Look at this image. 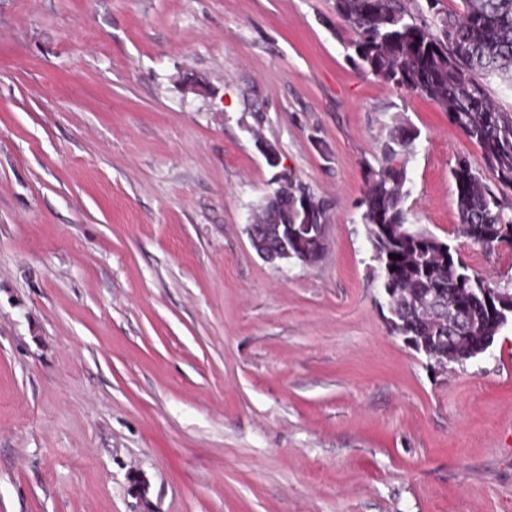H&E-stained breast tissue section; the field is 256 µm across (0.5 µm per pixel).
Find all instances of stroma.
<instances>
[{
    "mask_svg": "<svg viewBox=\"0 0 512 512\" xmlns=\"http://www.w3.org/2000/svg\"><path fill=\"white\" fill-rule=\"evenodd\" d=\"M334 3L0 0V512H512V322L432 371L358 206L415 128L411 224L512 289L459 230L481 150L361 73ZM280 170L315 264L250 244Z\"/></svg>",
    "mask_w": 512,
    "mask_h": 512,
    "instance_id": "35a3bbf8",
    "label": "stroma"
}]
</instances>
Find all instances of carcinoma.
<instances>
[{"label": "carcinoma", "mask_w": 512, "mask_h": 512, "mask_svg": "<svg viewBox=\"0 0 512 512\" xmlns=\"http://www.w3.org/2000/svg\"><path fill=\"white\" fill-rule=\"evenodd\" d=\"M463 11L428 19L423 9H408L402 0H335L336 16L353 33L349 58L365 74L398 89L436 102L448 122L482 151L485 168L501 188L495 193L483 172L460 157L451 170L460 231L486 251L512 232V210L503 191L512 190V113L497 109L478 76L512 72V0H463ZM419 133L394 127L381 146L378 168L366 171L367 189L360 199L362 223L379 263L381 285L393 291L388 319L392 333L404 337L431 362L467 361L485 353L512 313L486 304L480 289L501 288L455 257L434 235L410 228L404 208L405 161ZM253 224L254 248L275 260L298 258L266 237L268 224H308L309 248L325 235L326 211L292 174L275 180Z\"/></svg>", "instance_id": "obj_1"}]
</instances>
